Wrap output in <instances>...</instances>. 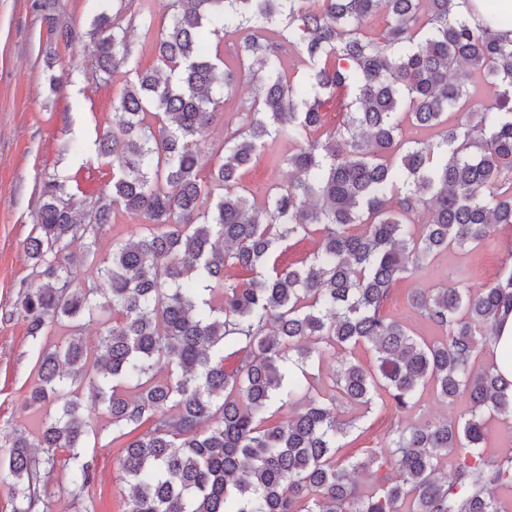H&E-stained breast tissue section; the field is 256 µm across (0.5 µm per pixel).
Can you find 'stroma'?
<instances>
[{
	"mask_svg": "<svg viewBox=\"0 0 512 512\" xmlns=\"http://www.w3.org/2000/svg\"><path fill=\"white\" fill-rule=\"evenodd\" d=\"M0 0V446L13 430L36 435L41 416L26 409L25 398L35 382L38 347L26 334L14 304L21 284L33 281V269L24 250L41 204L45 173L59 172L70 180L77 198L97 195L112 182L113 161L99 157L96 134L112 123V102L119 98L129 74L120 73L112 85L90 79V47L65 45L46 21L54 15L61 24L86 29L100 11V0ZM66 73L69 84L58 94L47 88V72ZM292 146L282 140L262 150L246 170L242 182L253 196L262 197L285 184L287 168L273 167L270 154L285 155ZM496 247L469 252L449 251L431 266L402 280L392 290L384 310L407 324L414 335L435 337V330L412 309L413 289L435 288L445 282L449 266L466 269L465 285L479 291L499 273L512 229L498 231ZM392 413L367 418L357 439L342 448L345 458L361 457L380 447L393 422ZM101 495L97 512H122L125 485L120 477V443L111 431L99 432L90 451Z\"/></svg>",
	"mask_w": 512,
	"mask_h": 512,
	"instance_id": "stroma-1",
	"label": "stroma"
}]
</instances>
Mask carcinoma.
I'll use <instances>...</instances> for the list:
<instances>
[{"instance_id":"obj_1","label":"carcinoma","mask_w":512,"mask_h":512,"mask_svg":"<svg viewBox=\"0 0 512 512\" xmlns=\"http://www.w3.org/2000/svg\"><path fill=\"white\" fill-rule=\"evenodd\" d=\"M113 2L63 39L89 41L106 86L146 42L156 66L135 70L97 141L117 162L109 191L78 199L68 178L42 179L26 242L40 283L15 303L40 344L26 406L42 426L34 442L15 432L0 460L10 512H34L60 449L64 491L76 512H96L87 448L99 414L126 440L124 512H505L490 488L512 486V456L490 463L483 447L490 417L512 419V380L476 359L512 311V251L476 295L459 270L411 294L439 337L383 307L439 254L512 228V12L485 3L495 32L461 19L458 0ZM158 9L169 23L156 30ZM243 76L256 91L238 102L240 122L202 148ZM338 91L343 121L328 126L322 105ZM407 124L426 139H405ZM285 139L293 151L270 161L288 184L249 198L243 173ZM119 211L144 218L143 231L101 256ZM306 237L317 248L301 265L272 260ZM85 266L96 281H80ZM229 266L249 278L230 281ZM94 319L108 326L89 347L81 329ZM325 356L338 369L320 393L310 369ZM427 388L467 397V413L403 423ZM277 401L295 406L286 422L272 421ZM383 410L398 422L382 448L339 457L356 422ZM365 473L377 492L358 489Z\"/></svg>"}]
</instances>
